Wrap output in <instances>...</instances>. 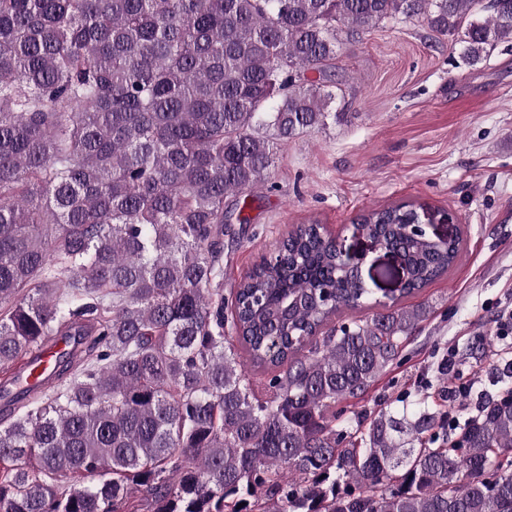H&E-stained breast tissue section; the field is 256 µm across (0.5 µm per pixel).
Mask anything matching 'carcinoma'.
<instances>
[{
	"instance_id": "carcinoma-1",
	"label": "carcinoma",
	"mask_w": 512,
	"mask_h": 512,
	"mask_svg": "<svg viewBox=\"0 0 512 512\" xmlns=\"http://www.w3.org/2000/svg\"><path fill=\"white\" fill-rule=\"evenodd\" d=\"M390 20L512 43V0H0V369L79 337L0 420V512H512V362L463 421L336 410L428 312L337 321L367 290L315 220L224 295V199L344 117L336 62ZM426 219L356 218L404 297L462 252Z\"/></svg>"
}]
</instances>
